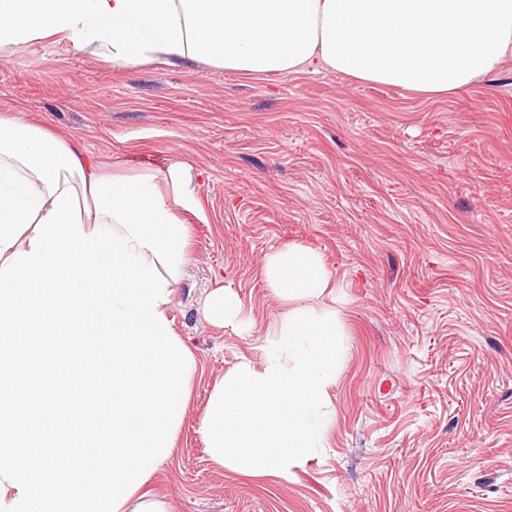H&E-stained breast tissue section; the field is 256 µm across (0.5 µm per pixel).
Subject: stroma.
Listing matches in <instances>:
<instances>
[{
  "instance_id": "1",
  "label": "stroma",
  "mask_w": 512,
  "mask_h": 512,
  "mask_svg": "<svg viewBox=\"0 0 512 512\" xmlns=\"http://www.w3.org/2000/svg\"><path fill=\"white\" fill-rule=\"evenodd\" d=\"M126 175L194 176L170 316L198 373L151 480L170 512H512V58L426 97L329 71L116 67L65 39L0 52V114ZM298 241L334 286L345 357L322 447L288 478L214 466L199 433L286 310L263 260ZM247 332L208 322L218 286Z\"/></svg>"
}]
</instances>
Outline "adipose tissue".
Wrapping results in <instances>:
<instances>
[{"label": "adipose tissue", "mask_w": 512, "mask_h": 512, "mask_svg": "<svg viewBox=\"0 0 512 512\" xmlns=\"http://www.w3.org/2000/svg\"><path fill=\"white\" fill-rule=\"evenodd\" d=\"M57 36L115 66L315 67L444 96L512 54V0H0V51ZM192 181L177 164L161 184L108 173L0 114V512H170L143 489L175 447L197 369L170 316ZM264 276L292 308L263 364L221 379L199 432L216 466L284 478L329 427L320 407L345 349L319 304L332 278L317 250L283 244ZM204 314L244 325L226 286ZM79 444L109 453L80 459Z\"/></svg>", "instance_id": "obj_1"}]
</instances>
